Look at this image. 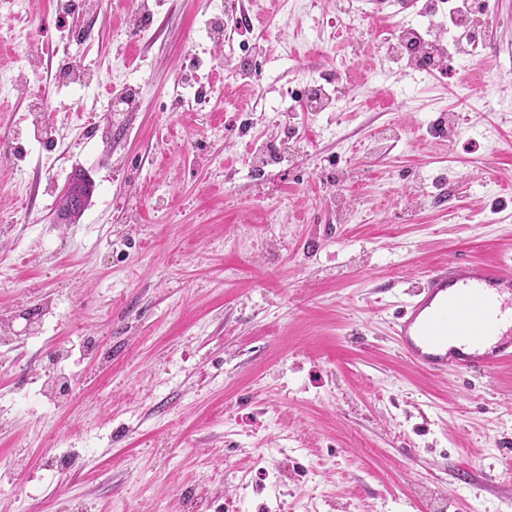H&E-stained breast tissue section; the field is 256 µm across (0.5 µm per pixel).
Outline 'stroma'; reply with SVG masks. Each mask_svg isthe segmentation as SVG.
<instances>
[{
    "instance_id": "obj_1",
    "label": "stroma",
    "mask_w": 512,
    "mask_h": 512,
    "mask_svg": "<svg viewBox=\"0 0 512 512\" xmlns=\"http://www.w3.org/2000/svg\"><path fill=\"white\" fill-rule=\"evenodd\" d=\"M33 2L0 0V145L20 160L0 163V512H512V363L436 377L391 330L424 270L512 258V0L495 42L433 72L378 39L447 35L436 0H356L368 37L335 0H147L138 39L135 0ZM219 8L240 35L215 38ZM305 79L334 108L293 111ZM77 168L95 191L62 224Z\"/></svg>"
}]
</instances>
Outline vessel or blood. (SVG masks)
Wrapping results in <instances>:
<instances>
[{"label":"vessel or blood","instance_id":"vessel-or-blood-1","mask_svg":"<svg viewBox=\"0 0 512 512\" xmlns=\"http://www.w3.org/2000/svg\"><path fill=\"white\" fill-rule=\"evenodd\" d=\"M401 356L434 374H486L512 361V265L454 260L425 273L394 315Z\"/></svg>","mask_w":512,"mask_h":512}]
</instances>
